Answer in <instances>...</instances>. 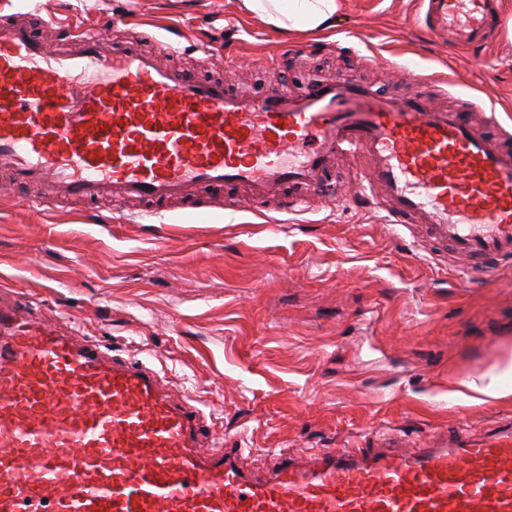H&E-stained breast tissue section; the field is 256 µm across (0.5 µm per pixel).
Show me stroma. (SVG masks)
Instances as JSON below:
<instances>
[{"label": "stroma", "mask_w": 512, "mask_h": 512, "mask_svg": "<svg viewBox=\"0 0 512 512\" xmlns=\"http://www.w3.org/2000/svg\"><path fill=\"white\" fill-rule=\"evenodd\" d=\"M419 0H343L326 34L275 29L241 0H0V20L38 14L39 37L69 48L89 30L129 34L161 65L250 93L351 72L383 93L491 112L512 131V40L442 42ZM162 211L143 223L101 201L51 203L0 188V282L76 343L158 370L177 403L203 412L200 453L243 451V468L282 454L353 447L397 431L404 449L465 423L512 414L464 380L512 356V259L493 284L463 285L464 261L434 259L422 233L363 202L278 214Z\"/></svg>", "instance_id": "stroma-1"}]
</instances>
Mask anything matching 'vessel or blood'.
I'll use <instances>...</instances> for the list:
<instances>
[{
	"label": "vessel or blood",
	"instance_id": "1",
	"mask_svg": "<svg viewBox=\"0 0 512 512\" xmlns=\"http://www.w3.org/2000/svg\"><path fill=\"white\" fill-rule=\"evenodd\" d=\"M423 21L459 45L486 41L496 0H422ZM31 22L0 26V169L46 184L56 201L195 200L230 184L251 200L370 192L391 223L421 227L493 281L512 256V133H478L467 113L383 96L352 74L255 97L159 66L128 38L105 51L36 41ZM369 176L330 181L337 156ZM201 409L173 402L139 362H109L15 298L0 301V512H512V418L456 427L402 450L282 457L262 478L240 449L198 452Z\"/></svg>",
	"mask_w": 512,
	"mask_h": 512
}]
</instances>
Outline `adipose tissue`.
Here are the masks:
<instances>
[{
  "label": "adipose tissue",
  "instance_id": "ef3b65f1",
  "mask_svg": "<svg viewBox=\"0 0 512 512\" xmlns=\"http://www.w3.org/2000/svg\"><path fill=\"white\" fill-rule=\"evenodd\" d=\"M242 6L278 29L326 32L333 26L341 0H242Z\"/></svg>",
  "mask_w": 512,
  "mask_h": 512
}]
</instances>
